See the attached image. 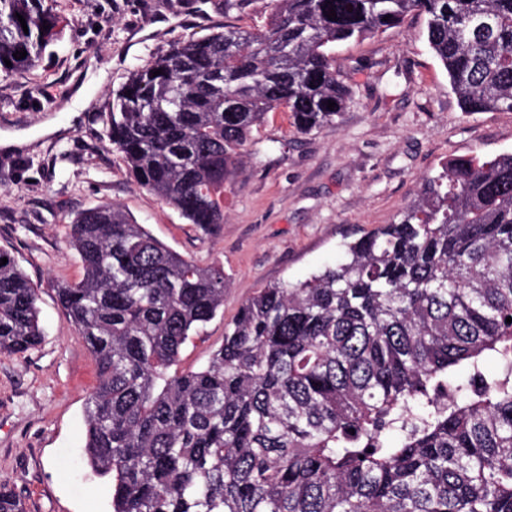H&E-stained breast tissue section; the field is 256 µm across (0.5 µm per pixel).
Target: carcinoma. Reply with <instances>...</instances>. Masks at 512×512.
Listing matches in <instances>:
<instances>
[{"mask_svg": "<svg viewBox=\"0 0 512 512\" xmlns=\"http://www.w3.org/2000/svg\"><path fill=\"white\" fill-rule=\"evenodd\" d=\"M44 2L0 0V75L57 41ZM267 5L261 24L178 43L113 93L112 148L192 224L224 223V184L269 113L302 134L336 123L352 92L333 47L411 13L462 111L512 112V0ZM69 243L83 276L55 289L96 365L85 448L112 476V512H512V153L448 162L338 264L262 289L199 370H178L181 350L224 307L223 271L114 204L75 215ZM2 258L10 357L44 333L36 288ZM0 512H24L4 487Z\"/></svg>", "mask_w": 512, "mask_h": 512, "instance_id": "obj_1", "label": "carcinoma"}]
</instances>
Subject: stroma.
<instances>
[{"label": "stroma", "instance_id": "stroma-1", "mask_svg": "<svg viewBox=\"0 0 512 512\" xmlns=\"http://www.w3.org/2000/svg\"><path fill=\"white\" fill-rule=\"evenodd\" d=\"M63 20L42 63L0 77V249L38 290L44 340L0 356V485L24 512H112L108 478L83 461L85 408L95 364L60 306L57 281L83 269L68 243L79 212L119 205L157 240L227 283L224 308L188 341L180 370L206 365L224 327L263 288L333 265L345 243L396 221L422 181L453 158L512 152V112H465L434 57L422 17L332 57L352 90L336 124L304 135L288 113L255 128L224 187V222L189 223L140 188L106 138L112 94L179 42L261 22L267 0L225 14L224 0H45ZM86 106L70 110L78 87Z\"/></svg>", "mask_w": 512, "mask_h": 512}]
</instances>
